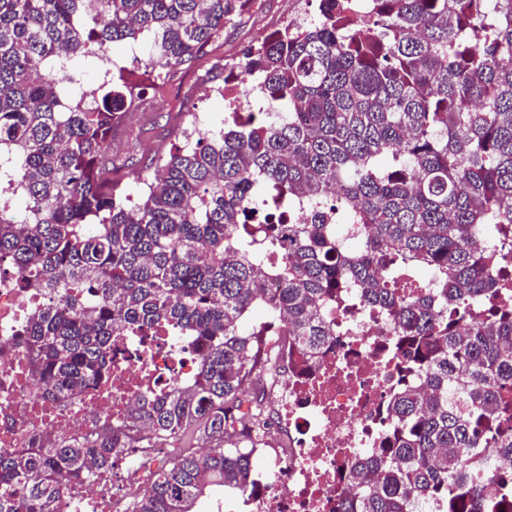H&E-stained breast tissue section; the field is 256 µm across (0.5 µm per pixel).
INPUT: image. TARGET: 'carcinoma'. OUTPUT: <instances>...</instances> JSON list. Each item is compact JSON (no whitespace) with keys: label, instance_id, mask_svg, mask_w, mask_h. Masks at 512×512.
Masks as SVG:
<instances>
[{"label":"carcinoma","instance_id":"cac0c4a2","mask_svg":"<svg viewBox=\"0 0 512 512\" xmlns=\"http://www.w3.org/2000/svg\"><path fill=\"white\" fill-rule=\"evenodd\" d=\"M245 2L0 0V260L71 308L36 310L21 339L45 395L62 401L104 374L124 331L163 324L209 344L190 388L141 400L140 435L0 451V512H58L70 481L174 437L207 451H183L126 512H192L213 487L254 496L279 321L313 353L328 336L324 304L353 291L392 317L390 356L422 386L390 393L392 424L349 471L336 512L425 501L512 512V472L496 475V498L469 476L512 454V286L490 276L506 255L476 246L483 231L512 239V0H375L366 25L346 0H319L314 23L272 33L242 61L288 112L186 143L129 202L100 170L112 125L148 85L109 69L88 108L78 82L45 73L147 35L142 75L158 78L196 59ZM268 188L304 198L310 223H285L264 204ZM339 198L363 230L352 248L322 212ZM396 261L435 272V294L397 295ZM270 277L281 288L268 303ZM490 295L491 314L474 320ZM264 307L268 320L246 326Z\"/></svg>","mask_w":512,"mask_h":512}]
</instances>
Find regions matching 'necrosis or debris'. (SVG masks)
<instances>
[{"label": "necrosis or debris", "instance_id": "obj_1", "mask_svg": "<svg viewBox=\"0 0 512 512\" xmlns=\"http://www.w3.org/2000/svg\"><path fill=\"white\" fill-rule=\"evenodd\" d=\"M230 110L224 119L247 125L263 103L258 83L225 82ZM48 296L24 288L19 277L0 264V450L31 448L44 435L83 437L107 426L130 430L136 402L162 387L189 386L207 350L203 339L171 331H128L112 339L106 376L73 392L65 402L42 397L19 334ZM330 334L307 363L281 350V372L269 395L280 427L266 446V463L256 476L260 495L250 512H336L345 490V471L374 456L389 420L382 407L396 385L397 366L388 361L394 323L367 302L326 306ZM178 441L160 448H135L112 471L72 482L59 512H125L131 494L146 490L149 478L179 453Z\"/></svg>", "mask_w": 512, "mask_h": 512}]
</instances>
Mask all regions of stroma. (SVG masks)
<instances>
[{
	"label": "stroma",
	"instance_id": "35a3bbf8",
	"mask_svg": "<svg viewBox=\"0 0 512 512\" xmlns=\"http://www.w3.org/2000/svg\"><path fill=\"white\" fill-rule=\"evenodd\" d=\"M290 8L291 0H248L200 57L153 82L109 137L106 166L118 190L138 200L159 160L186 143L197 114L209 115V133L223 129L224 101L210 87L238 72L246 49L276 30Z\"/></svg>",
	"mask_w": 512,
	"mask_h": 512
}]
</instances>
